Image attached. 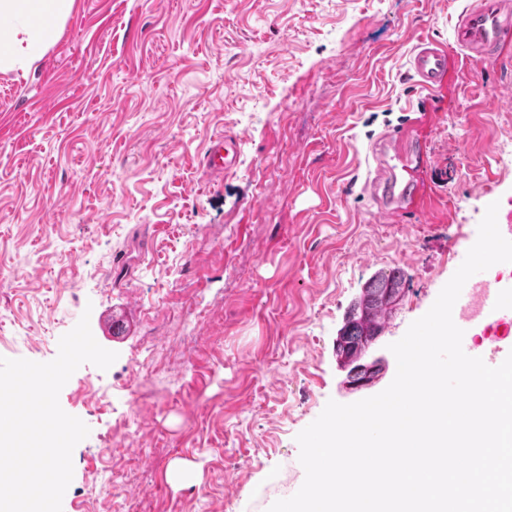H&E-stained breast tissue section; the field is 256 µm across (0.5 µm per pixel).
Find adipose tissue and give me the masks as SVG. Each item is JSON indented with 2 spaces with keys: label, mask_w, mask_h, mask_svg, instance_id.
<instances>
[{
  "label": "adipose tissue",
  "mask_w": 512,
  "mask_h": 512,
  "mask_svg": "<svg viewBox=\"0 0 512 512\" xmlns=\"http://www.w3.org/2000/svg\"><path fill=\"white\" fill-rule=\"evenodd\" d=\"M70 4L71 0H0L1 17L36 15L46 20L45 25L24 32L0 26V43L8 42L15 48L11 59L0 57V67L8 61L37 58L55 36L53 20L66 15Z\"/></svg>",
  "instance_id": "1"
}]
</instances>
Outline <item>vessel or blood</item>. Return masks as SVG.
Masks as SVG:
<instances>
[{"instance_id":"1","label":"vessel or blood","mask_w":512,"mask_h":512,"mask_svg":"<svg viewBox=\"0 0 512 512\" xmlns=\"http://www.w3.org/2000/svg\"><path fill=\"white\" fill-rule=\"evenodd\" d=\"M510 44L512 0H474L458 16L451 43L423 41L411 55L409 69L418 85L433 94L448 82L451 50H459L469 64L481 67ZM413 131L409 125L383 134L367 159L372 175L365 183V191L381 209L401 216L424 212L434 198L425 175V162L402 148L404 138ZM238 146L233 138L214 139L205 159L206 169L224 174L233 170L238 163ZM455 306L459 314L454 322L464 332L463 349L472 356L476 353L474 329H490L512 316V287L480 272L466 281Z\"/></svg>"}]
</instances>
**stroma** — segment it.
Listing matches in <instances>:
<instances>
[{"label": "stroma", "mask_w": 512, "mask_h": 512, "mask_svg": "<svg viewBox=\"0 0 512 512\" xmlns=\"http://www.w3.org/2000/svg\"><path fill=\"white\" fill-rule=\"evenodd\" d=\"M469 3L72 0L0 69V357L53 360L85 313L118 354L59 394L90 429L62 512H267L327 402L390 385L395 357L355 390L336 354L367 284L403 277L386 353L487 205L512 213V45L457 60L432 112L408 70ZM411 118L436 203L403 219L364 193L365 156ZM224 135L238 166L213 174ZM20 33L23 34L22 38H19ZM54 36V23L53 26L41 25L36 29L22 31L8 28L1 24L0 43L8 42L13 44L15 51L8 59H4L3 56L0 57V68L4 67L5 63L13 64L37 58L53 40ZM238 146L234 138L217 137L207 152L205 168L212 173L230 172L238 163Z\"/></svg>", "instance_id": "obj_1"}]
</instances>
